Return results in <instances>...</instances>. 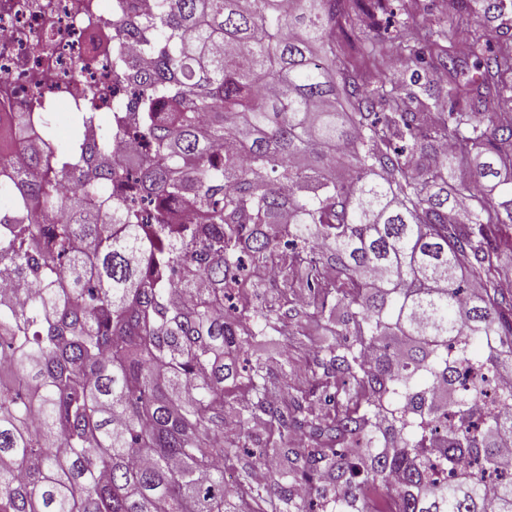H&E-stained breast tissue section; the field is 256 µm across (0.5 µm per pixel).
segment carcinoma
Segmentation results:
<instances>
[{
  "label": "carcinoma",
  "mask_w": 512,
  "mask_h": 512,
  "mask_svg": "<svg viewBox=\"0 0 512 512\" xmlns=\"http://www.w3.org/2000/svg\"><path fill=\"white\" fill-rule=\"evenodd\" d=\"M440 2L455 22L366 37L359 63L336 44L392 0L118 5L112 31L140 45L112 54L137 90L114 131L148 147L133 175L97 113L72 114L64 150L51 113H16L19 139L43 137L22 174L0 156V273L23 282L0 286V512H367L376 487L391 512H512V477L481 484L512 388L482 413L488 381L458 388L469 365L512 373V35L456 37L507 0ZM389 56L421 93L376 74ZM273 264L305 303L259 292ZM304 332L319 414L249 358ZM271 452L269 481L228 486Z\"/></svg>",
  "instance_id": "cac0c4a2"
}]
</instances>
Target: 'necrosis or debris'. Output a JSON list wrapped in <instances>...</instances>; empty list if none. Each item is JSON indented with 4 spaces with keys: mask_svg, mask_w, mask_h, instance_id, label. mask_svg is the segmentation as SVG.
Returning <instances> with one entry per match:
<instances>
[{
    "mask_svg": "<svg viewBox=\"0 0 512 512\" xmlns=\"http://www.w3.org/2000/svg\"><path fill=\"white\" fill-rule=\"evenodd\" d=\"M118 0H0V131L10 137L0 154L21 165L13 137L18 112L112 113L134 92L109 62L112 14Z\"/></svg>",
    "mask_w": 512,
    "mask_h": 512,
    "instance_id": "4bbe7bcc",
    "label": "necrosis or debris"
}]
</instances>
